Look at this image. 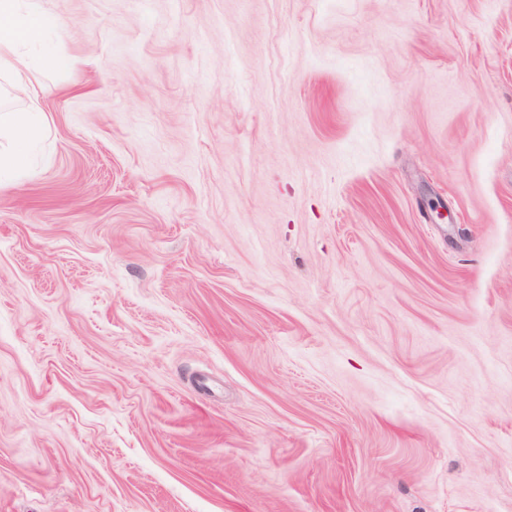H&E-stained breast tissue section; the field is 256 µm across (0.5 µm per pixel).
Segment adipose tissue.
Here are the masks:
<instances>
[{
    "label": "adipose tissue",
    "instance_id": "adipose-tissue-1",
    "mask_svg": "<svg viewBox=\"0 0 512 512\" xmlns=\"http://www.w3.org/2000/svg\"><path fill=\"white\" fill-rule=\"evenodd\" d=\"M43 38V20L38 0H0V71L9 76L6 98L23 103L16 112L0 114V176L21 174L27 164L32 142L46 131L44 111L39 99L38 69L61 66L60 58L45 55L41 66H34L26 50Z\"/></svg>",
    "mask_w": 512,
    "mask_h": 512
}]
</instances>
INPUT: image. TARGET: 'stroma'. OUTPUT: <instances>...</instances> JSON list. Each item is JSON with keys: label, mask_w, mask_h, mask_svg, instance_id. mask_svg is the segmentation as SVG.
Instances as JSON below:
<instances>
[{"label": "stroma", "mask_w": 512, "mask_h": 512, "mask_svg": "<svg viewBox=\"0 0 512 512\" xmlns=\"http://www.w3.org/2000/svg\"><path fill=\"white\" fill-rule=\"evenodd\" d=\"M39 7L0 512H512V0Z\"/></svg>", "instance_id": "stroma-1"}]
</instances>
